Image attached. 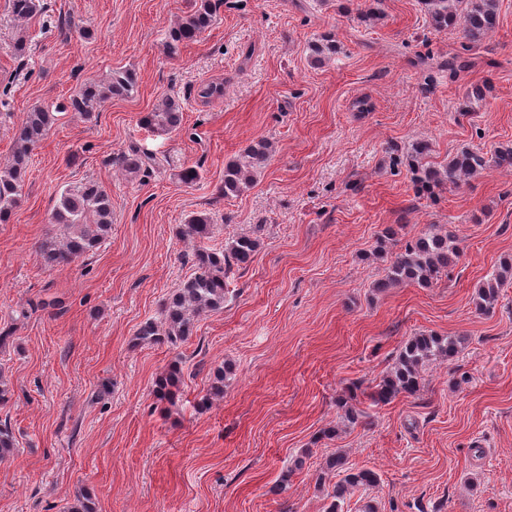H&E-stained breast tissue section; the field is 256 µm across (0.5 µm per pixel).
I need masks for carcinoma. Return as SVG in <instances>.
<instances>
[{
    "label": "carcinoma",
    "instance_id": "1",
    "mask_svg": "<svg viewBox=\"0 0 512 512\" xmlns=\"http://www.w3.org/2000/svg\"><path fill=\"white\" fill-rule=\"evenodd\" d=\"M432 27L438 31L461 30L471 44H479L496 28V0H422ZM39 0H10L13 16L28 20L37 12ZM216 6L212 0H193L190 10L168 31L165 38L169 57L180 55L181 48L197 40L214 21ZM311 57L320 63L337 52L336 41L324 34L310 46ZM136 88L134 75L129 71H113L103 80H90L69 98V108L91 120L103 103L116 97H128ZM183 120L180 104L167 97L142 118V123L158 134L177 130ZM56 121L55 113L34 107L15 134L11 157L0 163V222L10 220L23 200V188L35 147L44 139ZM430 144L413 142L405 148L398 162H407L419 192L433 196L435 190L448 184L457 185L491 168L512 171V146L500 147L487 154L478 147H463L448 157V162L435 166L426 161ZM273 153L272 144L259 139L224 166V196H237L250 187L268 164ZM152 156L138 148L120 154L117 163L122 170L137 175L146 170ZM50 223L64 227L61 237L42 242L39 252L52 266L71 264L76 258L96 250L108 236L112 225V197L98 183L86 181L62 187L51 213ZM212 218L204 212H193L180 228V235L199 244L193 252L196 267L193 277L184 281L167 299L160 322L148 320L137 331L141 339L166 340L175 345L187 340L193 333L194 320L203 313L224 307L227 294L225 278L233 268L243 269L253 259L258 240L236 236L220 248H207ZM460 254L455 238L444 232L430 231L408 240L391 257L384 268V276L376 283L378 288L400 284L429 286L448 271ZM512 281V260H504L477 288L475 308L483 313L494 309L501 288ZM463 339L419 333L407 340L395 356L391 370L375 383L371 399L377 404H388L399 396H415L423 386L422 368L426 363L449 360L459 351ZM180 382V370L169 371L158 381V391L165 397L175 394ZM15 450V437L8 425H0V461L9 458ZM326 470L335 472L339 479L326 492L324 512H342V505L354 491L379 483L372 469L347 467V458L338 452L326 461Z\"/></svg>",
    "mask_w": 512,
    "mask_h": 512
}]
</instances>
